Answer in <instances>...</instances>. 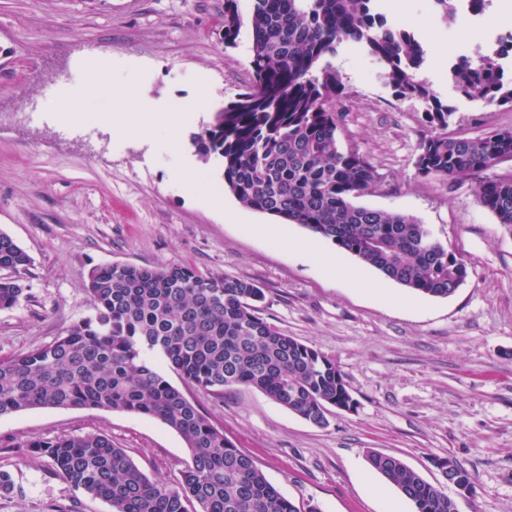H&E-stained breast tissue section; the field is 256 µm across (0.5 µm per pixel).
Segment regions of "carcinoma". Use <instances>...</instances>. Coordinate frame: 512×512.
<instances>
[{
	"label": "carcinoma",
	"instance_id": "carcinoma-1",
	"mask_svg": "<svg viewBox=\"0 0 512 512\" xmlns=\"http://www.w3.org/2000/svg\"><path fill=\"white\" fill-rule=\"evenodd\" d=\"M377 0H254L252 82L191 136L206 161L223 164L224 186L244 207L298 224L332 241L397 284L431 297H448L468 276L465 262L418 220L356 205L377 181L372 164L343 150L341 115L332 103L344 89L331 64L352 40L376 63L402 99L425 102L431 134L415 165L423 176L452 184L475 179L473 193L497 223L512 227V177L488 176L512 161V130L477 138L448 135V107L416 73L424 50L408 30L387 26ZM243 21L237 0H224V45L236 46ZM504 44L474 64L454 65L458 90L512 106V81L499 58ZM31 258L0 231V309L23 296ZM94 314L52 343L0 359V417L52 406L94 408L156 418L189 450L171 485L139 470L105 434L60 435L26 443L51 459L56 472L111 512H298L255 461L235 447L165 377L160 356L185 382L216 394L233 385L253 387L317 427L329 408L352 400L335 362L278 331L259 315L264 293L256 284L209 277L189 266L145 267L106 263L88 275ZM369 468L394 484L415 512H458L443 487L400 458L366 451Z\"/></svg>",
	"mask_w": 512,
	"mask_h": 512
}]
</instances>
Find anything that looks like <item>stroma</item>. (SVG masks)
Instances as JSON below:
<instances>
[{"instance_id":"stroma-1","label":"stroma","mask_w":512,"mask_h":512,"mask_svg":"<svg viewBox=\"0 0 512 512\" xmlns=\"http://www.w3.org/2000/svg\"><path fill=\"white\" fill-rule=\"evenodd\" d=\"M387 24L413 32L426 50L419 79L451 118L448 133L477 137L512 129V107L462 96L451 72L489 44L466 20L447 24L428 0H378ZM224 0H0V231L30 256L25 295L0 310V359L52 343L91 316L88 274L108 262L189 266L205 276L262 288L260 314L281 333L331 357L355 401L314 426L248 386L215 394L167 380L250 455L299 512H385L410 501L369 470L367 449L393 455L439 484L435 459L455 457L471 474L459 512H512V228L476 200L470 179L447 184L418 173L428 130L425 106L398 99L358 44L343 42L331 64L345 89L338 139L375 167L362 205L427 224L462 258L466 281L446 298L393 285L385 301L366 283L330 278L288 249L311 233L242 206L222 166L190 143L209 118L167 146L166 118L189 112L207 85L211 107L235 101L251 77L249 26L224 44ZM99 60V95L78 98L86 57ZM120 85L122 98L112 96ZM157 104L149 142L126 137L112 116L136 119L135 102ZM205 182L210 199L188 185ZM275 225L278 232L265 234ZM103 433L147 476L177 482L189 459L182 437L160 420L102 409L38 407L0 417V512H110L22 447L63 434Z\"/></svg>"}]
</instances>
